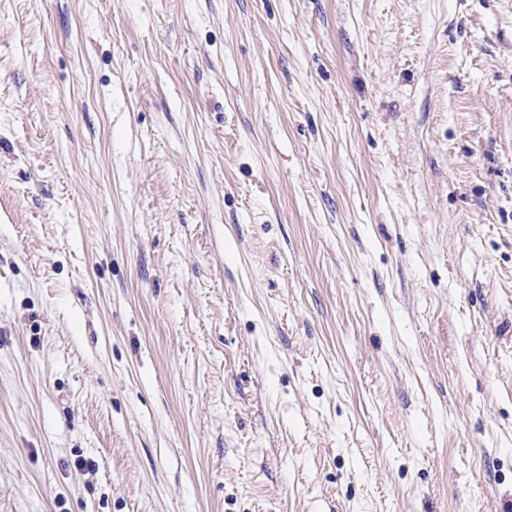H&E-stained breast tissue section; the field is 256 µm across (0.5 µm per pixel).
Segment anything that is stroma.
<instances>
[{"instance_id": "stroma-1", "label": "stroma", "mask_w": 512, "mask_h": 512, "mask_svg": "<svg viewBox=\"0 0 512 512\" xmlns=\"http://www.w3.org/2000/svg\"><path fill=\"white\" fill-rule=\"evenodd\" d=\"M0 512H512V0H0Z\"/></svg>"}]
</instances>
